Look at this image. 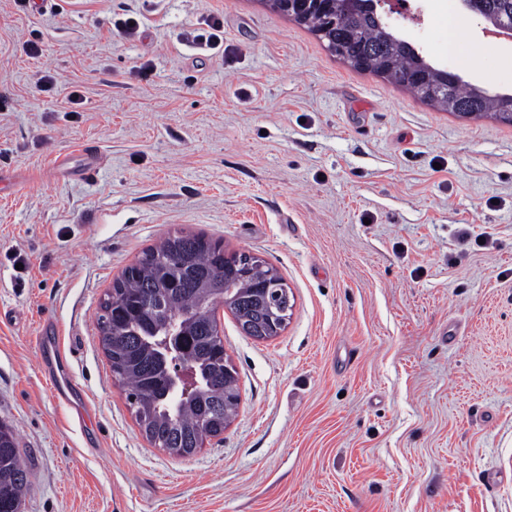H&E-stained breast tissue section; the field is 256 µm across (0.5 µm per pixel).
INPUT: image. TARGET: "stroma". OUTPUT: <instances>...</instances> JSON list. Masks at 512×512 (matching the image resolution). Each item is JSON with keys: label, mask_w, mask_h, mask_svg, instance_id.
Segmentation results:
<instances>
[{"label": "stroma", "mask_w": 512, "mask_h": 512, "mask_svg": "<svg viewBox=\"0 0 512 512\" xmlns=\"http://www.w3.org/2000/svg\"><path fill=\"white\" fill-rule=\"evenodd\" d=\"M410 2L386 16L395 36L512 94V42L458 2L449 53L442 0ZM211 14L217 49L193 39ZM0 99V168L28 179L0 193L22 512H512V124L353 68L267 0H0ZM80 144L103 153L93 180L39 177ZM469 226L488 247L462 243ZM176 231L265 260L291 303L267 340L217 307L240 405L188 458L141 434L98 329L113 281ZM48 319L83 417L37 361Z\"/></svg>", "instance_id": "1"}]
</instances>
